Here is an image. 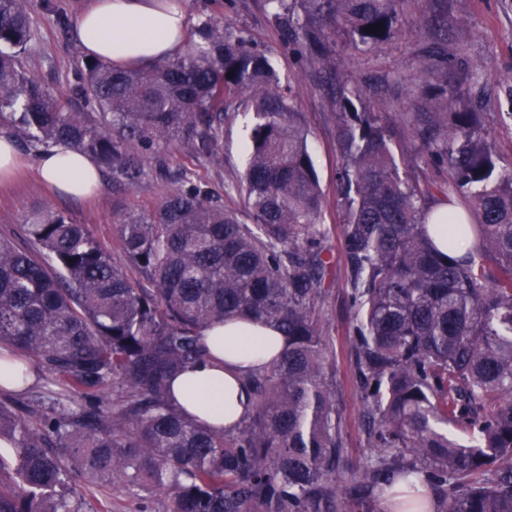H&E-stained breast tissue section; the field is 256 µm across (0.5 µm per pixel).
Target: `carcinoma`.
I'll return each mask as SVG.
<instances>
[{
	"label": "carcinoma",
	"instance_id": "1",
	"mask_svg": "<svg viewBox=\"0 0 512 512\" xmlns=\"http://www.w3.org/2000/svg\"><path fill=\"white\" fill-rule=\"evenodd\" d=\"M282 40L331 69L339 34L367 52L404 7L423 19L429 74L450 85L448 0H268ZM381 23L376 31L366 28ZM30 0H0V127L29 150L65 144L112 185L149 175L175 184L152 210L121 220L124 268L86 225L46 208L0 233V357L21 362L0 385V512H92L87 492L118 484L165 512H379L355 496L397 481L398 512H512V171L474 112H433L403 79L404 127L448 167V215L429 229L434 185L397 159V133L360 112L357 86L325 81L343 164L336 205L356 309L352 351L373 452L343 472L330 338L318 309L333 264L324 194L292 88L265 53L205 18L184 51L142 69L85 58L71 97L23 62ZM253 114L236 191L253 223L184 171L174 145L217 159L228 99ZM448 239V252L435 236ZM459 236L473 249L455 253ZM136 273L130 277L128 272ZM274 324L286 348L247 375L246 418L226 432L171 395L205 361L203 329L233 317ZM59 390L19 399L31 375ZM470 431L468 442L451 428Z\"/></svg>",
	"mask_w": 512,
	"mask_h": 512
}]
</instances>
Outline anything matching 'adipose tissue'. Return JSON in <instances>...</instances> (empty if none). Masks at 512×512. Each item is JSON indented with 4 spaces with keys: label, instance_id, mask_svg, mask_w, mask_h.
I'll use <instances>...</instances> for the list:
<instances>
[{
    "label": "adipose tissue",
    "instance_id": "ef3b65f1",
    "mask_svg": "<svg viewBox=\"0 0 512 512\" xmlns=\"http://www.w3.org/2000/svg\"><path fill=\"white\" fill-rule=\"evenodd\" d=\"M188 18L179 0H94L78 20L82 51L119 67H150L184 45ZM35 167L56 191L83 197L95 192L101 174L95 161L66 145L39 153ZM210 351L204 366L172 381L175 400L205 424L234 429L249 404L242 379L263 369L284 349L281 331L228 319L202 333Z\"/></svg>",
    "mask_w": 512,
    "mask_h": 512
}]
</instances>
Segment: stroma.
I'll return each instance as SVG.
<instances>
[{"instance_id":"obj_1","label":"stroma","mask_w":512,"mask_h":512,"mask_svg":"<svg viewBox=\"0 0 512 512\" xmlns=\"http://www.w3.org/2000/svg\"><path fill=\"white\" fill-rule=\"evenodd\" d=\"M92 0H34L30 11L35 37L29 46L27 67L45 85L65 92L74 83L75 67L83 59L78 35L64 34L60 19L77 22ZM190 26L209 16L221 18L227 36L244 38L263 50L273 62L282 83L293 86L298 108L309 131L311 152L326 195L321 221L332 225L328 245L336 266L328 280L330 290L322 303L332 342L336 375V397L342 415L346 451L340 461L344 471L362 467L370 455L365 420L354 370L351 338L355 310L349 299L350 285L344 243L335 226L340 222L336 207V172L342 156L336 142V114L319 87L314 69H301L298 59L284 45L275 27L267 0H181ZM453 17L448 31V53L454 54V80L460 98L453 104L477 99V111L500 167L512 170V123L501 121L500 113L512 110V0H452ZM334 59L336 77L349 85H363L366 78L379 77L399 85L402 76L415 79L419 95L432 97L440 90L427 79L428 56L417 13L401 15L398 32L373 51L354 49L337 38ZM252 124L247 112H228L218 143V161L191 162L183 148L166 151L170 168L190 165L194 175L210 190L235 206L239 198L234 187L242 175L247 154L245 145ZM28 165L11 180L0 181V232L22 224L32 210L47 207L64 213L88 230L109 250L116 251L118 224L122 218L152 209L168 193L172 182L149 178L132 189H117L103 178L90 198L53 194L36 178L30 166L34 152L19 148ZM96 499L108 512H163L165 501L157 497L136 498L120 486L95 489Z\"/></svg>"}]
</instances>
